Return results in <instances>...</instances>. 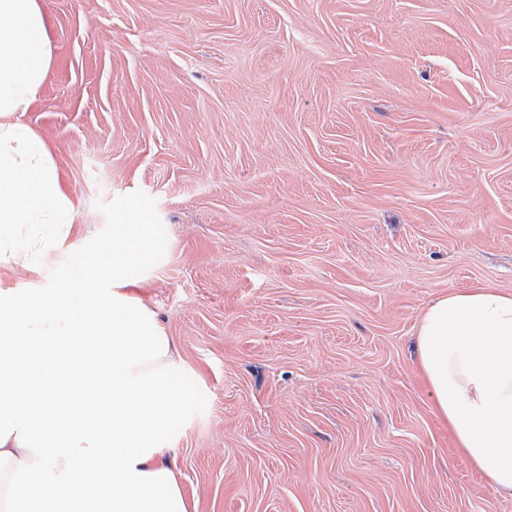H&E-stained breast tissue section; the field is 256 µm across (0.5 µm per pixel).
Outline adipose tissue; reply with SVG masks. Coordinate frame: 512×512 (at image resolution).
<instances>
[{
  "mask_svg": "<svg viewBox=\"0 0 512 512\" xmlns=\"http://www.w3.org/2000/svg\"><path fill=\"white\" fill-rule=\"evenodd\" d=\"M42 0H0V512H190L174 448L189 390L168 336L128 292L150 243L113 236L79 268L81 231L47 143L18 113L44 86ZM416 352L435 414L499 496L512 497V293L433 300Z\"/></svg>",
  "mask_w": 512,
  "mask_h": 512,
  "instance_id": "adipose-tissue-1",
  "label": "adipose tissue"
}]
</instances>
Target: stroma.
I'll list each match as a JSON object with an SVG mask.
<instances>
[{
    "label": "stroma",
    "instance_id": "obj_1",
    "mask_svg": "<svg viewBox=\"0 0 512 512\" xmlns=\"http://www.w3.org/2000/svg\"><path fill=\"white\" fill-rule=\"evenodd\" d=\"M22 123L191 377L196 512H512L432 411L415 328L512 293V0H42Z\"/></svg>",
    "mask_w": 512,
    "mask_h": 512
}]
</instances>
